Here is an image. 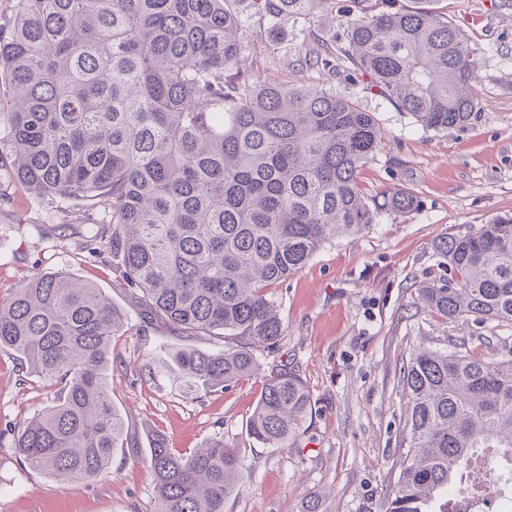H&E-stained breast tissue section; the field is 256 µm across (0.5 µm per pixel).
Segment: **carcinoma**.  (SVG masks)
<instances>
[{
    "label": "carcinoma",
    "instance_id": "carcinoma-1",
    "mask_svg": "<svg viewBox=\"0 0 512 512\" xmlns=\"http://www.w3.org/2000/svg\"><path fill=\"white\" fill-rule=\"evenodd\" d=\"M237 0H18L0 25V78L10 86L0 148L35 199L60 211L111 206L108 245L145 317L187 337L223 334L220 351L172 346L157 372L188 398L260 369L282 321L266 288L320 247L370 230L383 213L419 201L397 188L367 199L359 174L384 130L374 113L330 83L254 82ZM334 43L300 58L329 75L347 63L370 89L425 129L472 120L479 58L448 18L418 6L377 10L354 0ZM276 40L282 21L306 24L334 0H252ZM449 276L418 288L451 322L512 323V214L438 238ZM120 311L70 275L37 277L0 304V349L19 372L57 388L14 448L34 471L67 486L108 470L124 445L107 369ZM418 346L401 379L405 455L387 512H436L431 503L480 448L512 463V359ZM311 395L284 364L266 376L248 435L270 448L293 442ZM156 512H224L241 480L235 446L216 437L189 455L156 434L147 459Z\"/></svg>",
    "mask_w": 512,
    "mask_h": 512
}]
</instances>
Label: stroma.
<instances>
[{"label": "stroma", "mask_w": 512, "mask_h": 512, "mask_svg": "<svg viewBox=\"0 0 512 512\" xmlns=\"http://www.w3.org/2000/svg\"><path fill=\"white\" fill-rule=\"evenodd\" d=\"M465 32L480 58L474 83L477 111L465 126L422 128L374 95L368 79L340 68L335 77L298 64L297 47L332 42L353 0L304 27L285 25L270 43L249 0H241L243 38L255 81L313 86L327 81L375 113L385 131L375 158L360 174L364 194L411 189L421 207L387 214L369 233L324 244L285 282L267 290L283 324L274 348L259 352V373L190 400L155 375L152 363L176 332L145 323L131 288L122 284L109 250L92 253L95 233L79 208L60 212L31 199L0 157V303L30 279L68 274L94 284L122 311L112 338L108 384L126 432L108 471L60 487L19 458L13 434L49 407L55 390L39 377L20 379L15 352L0 350V512H156L146 464L153 434L187 454L220 436L236 445L242 480L224 512H301L319 494L322 512H385L399 473L405 403L400 376L416 344L445 349L467 336V352L499 359L512 354V325L454 323L424 307L420 284L445 272L433 253L440 236L477 229L512 212V0H430ZM286 364L298 370L312 412L290 448L248 437L263 376Z\"/></svg>", "instance_id": "stroma-1"}]
</instances>
